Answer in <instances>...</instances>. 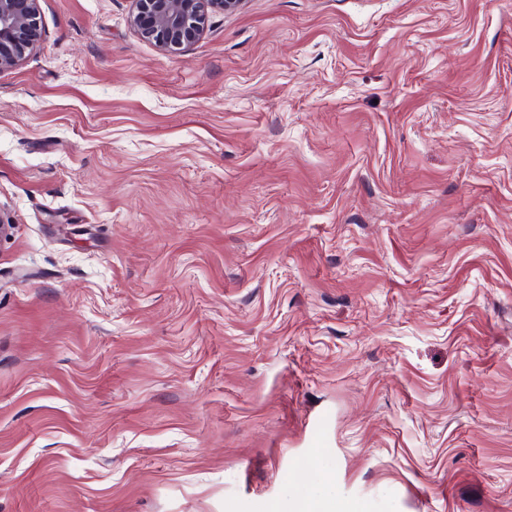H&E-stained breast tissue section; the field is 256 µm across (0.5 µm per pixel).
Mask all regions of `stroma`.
<instances>
[{
	"mask_svg": "<svg viewBox=\"0 0 512 512\" xmlns=\"http://www.w3.org/2000/svg\"><path fill=\"white\" fill-rule=\"evenodd\" d=\"M131 8L0 71V512H512V0ZM129 24L163 54L199 40L208 11H236L243 0H132Z\"/></svg>",
	"mask_w": 512,
	"mask_h": 512,
	"instance_id": "obj_1",
	"label": "stroma"
}]
</instances>
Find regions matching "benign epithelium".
Segmentation results:
<instances>
[{
  "instance_id": "obj_1",
  "label": "benign epithelium",
  "mask_w": 512,
  "mask_h": 512,
  "mask_svg": "<svg viewBox=\"0 0 512 512\" xmlns=\"http://www.w3.org/2000/svg\"><path fill=\"white\" fill-rule=\"evenodd\" d=\"M129 24L163 54L199 40L206 14L236 11L243 0H132ZM39 0H0V70L16 66L42 39Z\"/></svg>"
}]
</instances>
